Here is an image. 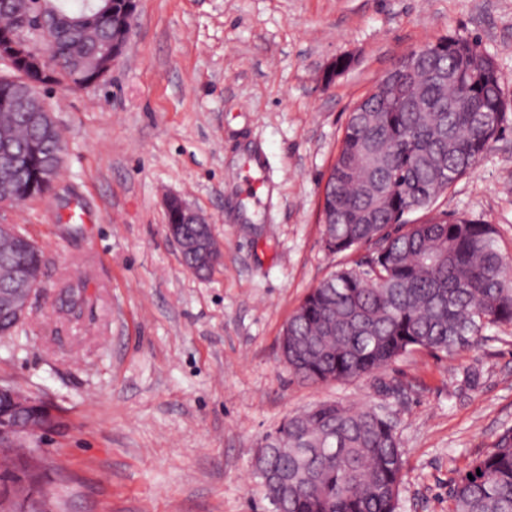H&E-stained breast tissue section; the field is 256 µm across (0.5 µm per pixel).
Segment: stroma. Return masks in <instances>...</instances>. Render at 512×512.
<instances>
[{
	"label": "stroma",
	"mask_w": 512,
	"mask_h": 512,
	"mask_svg": "<svg viewBox=\"0 0 512 512\" xmlns=\"http://www.w3.org/2000/svg\"><path fill=\"white\" fill-rule=\"evenodd\" d=\"M444 35L479 40L509 96L499 138L435 208L492 225L512 254V0H139L109 79L49 92L67 147L55 190L0 214L47 260L24 324L0 337V383L56 416L26 442L32 507L268 512L251 470L262 437L334 401L392 412L399 512H448L466 458L512 429V326L328 384L280 359L308 290L362 257L322 241V187L353 107ZM173 195L224 245L206 277L167 235ZM77 209L85 222L68 223ZM76 286L86 302L72 313L60 295Z\"/></svg>",
	"instance_id": "obj_1"
}]
</instances>
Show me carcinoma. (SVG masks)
I'll return each mask as SVG.
<instances>
[{
	"instance_id": "carcinoma-1",
	"label": "carcinoma",
	"mask_w": 512,
	"mask_h": 512,
	"mask_svg": "<svg viewBox=\"0 0 512 512\" xmlns=\"http://www.w3.org/2000/svg\"><path fill=\"white\" fill-rule=\"evenodd\" d=\"M71 20L54 35L53 85H71L80 61L110 29L94 0H0V27L37 13ZM437 64L454 80L423 81ZM18 86L0 77V142L13 146L27 177L14 203L50 194L46 168L59 174L61 128L38 155L37 130L13 105ZM425 98L416 112L407 98ZM506 93L492 57L478 42L446 35L411 50L354 107L325 190L333 223L324 225L331 253L367 248L365 267L341 268L311 288L288 321L282 350L289 368L311 383L367 375L415 349L453 356L484 330L512 326V262L492 225L438 214L409 224L414 211L470 173L496 140ZM45 265L33 239L0 234V288H15L30 267ZM265 464L288 476L284 512H397L405 467L395 422L381 407L351 410L321 403L292 415L272 433ZM299 448H329L315 456ZM449 512H512V429L490 451L469 460L450 491Z\"/></svg>"
}]
</instances>
